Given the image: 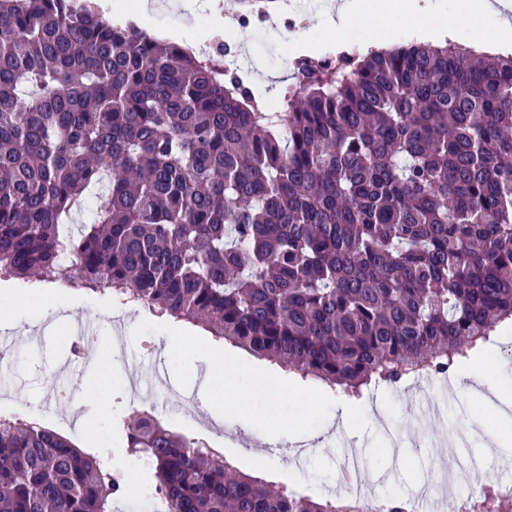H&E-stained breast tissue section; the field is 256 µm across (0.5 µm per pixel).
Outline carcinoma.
Masks as SVG:
<instances>
[{
	"label": "carcinoma",
	"mask_w": 512,
	"mask_h": 512,
	"mask_svg": "<svg viewBox=\"0 0 512 512\" xmlns=\"http://www.w3.org/2000/svg\"><path fill=\"white\" fill-rule=\"evenodd\" d=\"M295 79L266 112L242 74L91 0H0V273L139 303L349 398L469 359L512 317V55L411 44ZM113 426L155 512L374 510L241 473L145 410ZM119 494L98 454L0 417V512ZM467 508L509 512L512 488Z\"/></svg>",
	"instance_id": "1"
}]
</instances>
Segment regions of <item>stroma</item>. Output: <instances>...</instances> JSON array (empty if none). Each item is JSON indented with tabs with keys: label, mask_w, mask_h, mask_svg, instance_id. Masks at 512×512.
Here are the masks:
<instances>
[{
	"label": "stroma",
	"mask_w": 512,
	"mask_h": 512,
	"mask_svg": "<svg viewBox=\"0 0 512 512\" xmlns=\"http://www.w3.org/2000/svg\"><path fill=\"white\" fill-rule=\"evenodd\" d=\"M283 15L254 14L249 28H231L214 35L200 16H186L171 9L156 16L155 26L178 31L208 44L210 50L229 45L246 63L243 72L265 97L280 100L295 88L294 66L303 53L293 51L292 32L283 26ZM35 284L0 277V337L10 346L0 360V413L26 410L37 413L45 427L67 437L79 447L97 451L118 448L113 467L130 472L126 494L112 501L113 512H132L133 499L144 483L137 460L122 453V441L112 426L115 415L130 412L123 390L124 362L159 367L162 384L141 388V395L158 398L164 421L188 437L221 451L245 472H257L276 484L286 483L298 493L314 498L340 495L339 479L348 448L362 450L364 470H380L374 483L378 498L396 495L407 499L431 474V461L439 444L448 440L457 417H464L478 437L464 447L467 459L485 456L480 470L466 475V487L439 501L440 508H457L464 492L476 491L486 479L512 483V450L487 452L484 437L512 430V326H498L481 350L459 363L455 374L478 368L507 366L505 384L510 396L487 399L482 387L456 397L448 395V380L427 379V393L415 391L412 382L379 386L365 391L361 399H344L321 385L301 380L269 362L235 347L214 342L201 328L172 319L158 318L148 308L113 303L111 315L98 305L99 294L51 286L59 309L36 316L39 306ZM21 325H14L15 317ZM90 321L102 344L113 336L114 322L125 324L123 344L114 348L112 361H105L100 347H87L82 358L72 356L77 320ZM220 359L255 373L258 397L234 396L225 390L222 375L210 373L208 362ZM78 377L80 389L74 399L58 397L60 387ZM195 396L198 406L192 416L177 412L182 394ZM351 411L348 425L338 428L330 418L337 407ZM255 413L261 428L242 429L241 410ZM292 415L293 432L288 449L271 451L276 431L285 415Z\"/></svg>",
	"instance_id": "35a3bbf8"
}]
</instances>
